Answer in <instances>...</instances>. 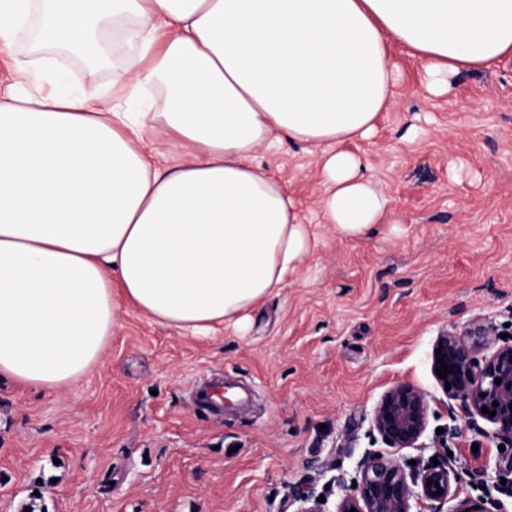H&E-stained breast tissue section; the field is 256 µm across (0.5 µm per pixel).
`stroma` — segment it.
Listing matches in <instances>:
<instances>
[{
  "mask_svg": "<svg viewBox=\"0 0 512 512\" xmlns=\"http://www.w3.org/2000/svg\"><path fill=\"white\" fill-rule=\"evenodd\" d=\"M394 58L396 104L352 145L391 200L385 224L358 241L319 226L315 256L243 329L196 337L126 305L70 388L1 380L0 512H295L299 490L335 512L372 454L411 475L447 464L458 498L512 512V483L494 470L512 447L500 451L493 424L468 419L432 373L453 326L490 316L512 336V59L432 97L419 62ZM258 158L316 219V155L286 143ZM202 377L247 387L249 403L194 407ZM398 384L431 396L415 448L388 447L373 425Z\"/></svg>",
  "mask_w": 512,
  "mask_h": 512,
  "instance_id": "obj_1",
  "label": "stroma"
}]
</instances>
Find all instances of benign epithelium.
<instances>
[{
	"instance_id": "benign-epithelium-1",
	"label": "benign epithelium",
	"mask_w": 512,
	"mask_h": 512,
	"mask_svg": "<svg viewBox=\"0 0 512 512\" xmlns=\"http://www.w3.org/2000/svg\"><path fill=\"white\" fill-rule=\"evenodd\" d=\"M498 325L479 317L455 326L436 339L434 348L444 355L448 374L436 378L445 394L462 402L470 419L480 417L494 425L493 437L512 446V344L496 347ZM501 383H495V380ZM498 406H493V403ZM495 412L494 416L482 408ZM430 395L410 384L386 391L373 410V424L391 448H415L426 432ZM455 498L450 474L444 466L426 468L409 480L399 462L383 454L370 456L360 466L352 490L341 496L336 512H412V504H443ZM297 512H325L324 503L299 492Z\"/></svg>"
}]
</instances>
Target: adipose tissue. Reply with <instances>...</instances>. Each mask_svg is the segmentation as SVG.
Masks as SVG:
<instances>
[{
    "mask_svg": "<svg viewBox=\"0 0 512 512\" xmlns=\"http://www.w3.org/2000/svg\"><path fill=\"white\" fill-rule=\"evenodd\" d=\"M30 26L92 66L122 55L107 94L31 55L0 87V379L48 392L98 362L122 304L207 336L278 295L318 225L384 223L344 145L395 103L393 46L434 96L512 58V0H0V46ZM287 141L319 157V224L257 159Z\"/></svg>",
    "mask_w": 512,
    "mask_h": 512,
    "instance_id": "1",
    "label": "adipose tissue"
}]
</instances>
